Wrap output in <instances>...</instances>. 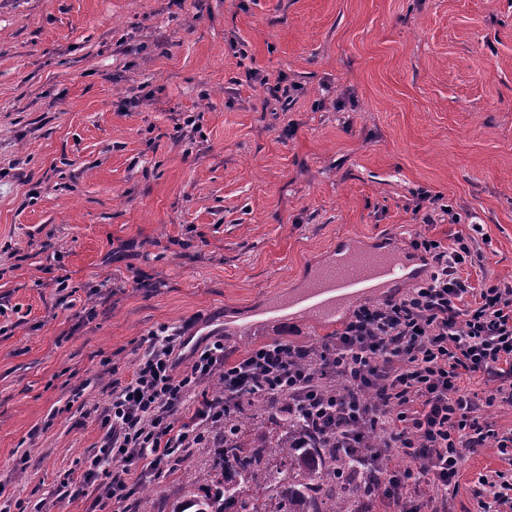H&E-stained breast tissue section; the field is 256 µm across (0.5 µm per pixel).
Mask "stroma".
I'll use <instances>...</instances> for the list:
<instances>
[{"instance_id":"1","label":"stroma","mask_w":512,"mask_h":512,"mask_svg":"<svg viewBox=\"0 0 512 512\" xmlns=\"http://www.w3.org/2000/svg\"><path fill=\"white\" fill-rule=\"evenodd\" d=\"M477 224L473 286L512 283V0H0V512H98L60 485L151 332L310 345L336 326L278 304L338 251ZM494 470L490 439L446 512Z\"/></svg>"}]
</instances>
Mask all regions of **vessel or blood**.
I'll return each instance as SVG.
<instances>
[{
  "label": "vessel or blood",
  "mask_w": 512,
  "mask_h": 512,
  "mask_svg": "<svg viewBox=\"0 0 512 512\" xmlns=\"http://www.w3.org/2000/svg\"><path fill=\"white\" fill-rule=\"evenodd\" d=\"M405 270V263L391 253L353 249L321 269L313 283L296 296L295 302L318 319L331 322L339 306L376 292L381 276H399Z\"/></svg>",
  "instance_id": "vessel-or-blood-1"
}]
</instances>
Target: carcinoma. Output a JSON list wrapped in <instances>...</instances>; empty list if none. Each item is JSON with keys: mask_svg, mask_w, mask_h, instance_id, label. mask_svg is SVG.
Returning <instances> with one entry per match:
<instances>
[{"mask_svg": "<svg viewBox=\"0 0 512 512\" xmlns=\"http://www.w3.org/2000/svg\"><path fill=\"white\" fill-rule=\"evenodd\" d=\"M258 435L255 425L231 423L224 449L196 476L207 493L174 504L171 512H240V500L251 503L250 512H280L282 500L288 501V512H341L334 506L322 508L325 500L336 502L340 490L334 485L321 489L319 483L338 466L358 471L360 464L352 454L323 439L302 443L304 424L299 419L291 420L285 433L269 444ZM269 450L286 459L288 471L262 466Z\"/></svg>", "mask_w": 512, "mask_h": 512, "instance_id": "carcinoma-1", "label": "carcinoma"}]
</instances>
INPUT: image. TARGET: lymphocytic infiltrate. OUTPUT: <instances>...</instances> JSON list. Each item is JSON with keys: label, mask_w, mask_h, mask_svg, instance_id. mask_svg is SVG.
<instances>
[{"label": "lymphocytic infiltrate", "mask_w": 512, "mask_h": 512, "mask_svg": "<svg viewBox=\"0 0 512 512\" xmlns=\"http://www.w3.org/2000/svg\"><path fill=\"white\" fill-rule=\"evenodd\" d=\"M412 244L428 266L416 288L358 306L321 344L265 343L233 360L220 339L185 356L180 329L150 333L132 373L113 379L101 444L68 493L96 483L101 512L126 502V472L174 468L246 395L262 394L314 435L354 449L390 506L438 512L435 499L419 495L422 480L448 493L468 452L487 439L482 412L512 404V284L477 289L462 276L478 256L472 237L448 247L419 232ZM476 374L487 383L482 393L461 388L463 376ZM216 375L220 396L204 401L196 422L176 425L192 389ZM396 456L410 467L393 468Z\"/></svg>", "instance_id": "1"}]
</instances>
